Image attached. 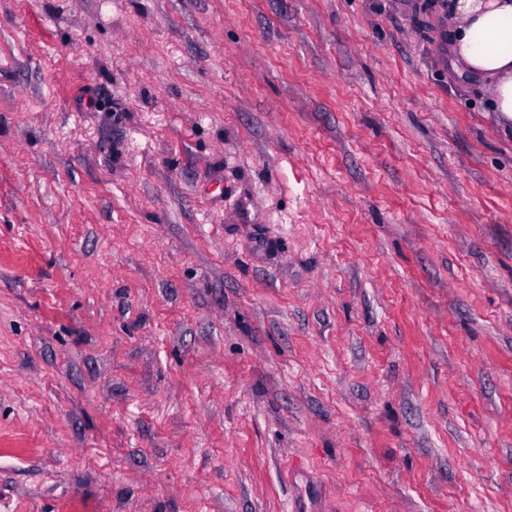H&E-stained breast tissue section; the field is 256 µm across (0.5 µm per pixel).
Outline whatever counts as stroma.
Returning <instances> with one entry per match:
<instances>
[{
    "label": "stroma",
    "instance_id": "stroma-1",
    "mask_svg": "<svg viewBox=\"0 0 512 512\" xmlns=\"http://www.w3.org/2000/svg\"><path fill=\"white\" fill-rule=\"evenodd\" d=\"M440 0H0V512H512V124Z\"/></svg>",
    "mask_w": 512,
    "mask_h": 512
}]
</instances>
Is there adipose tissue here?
I'll list each match as a JSON object with an SVG mask.
<instances>
[{"label": "adipose tissue", "instance_id": "1", "mask_svg": "<svg viewBox=\"0 0 512 512\" xmlns=\"http://www.w3.org/2000/svg\"><path fill=\"white\" fill-rule=\"evenodd\" d=\"M446 15L456 72L482 80L490 111L512 121V0H448Z\"/></svg>", "mask_w": 512, "mask_h": 512}]
</instances>
